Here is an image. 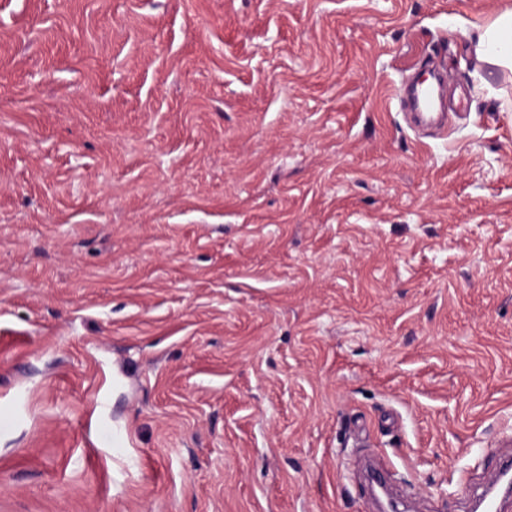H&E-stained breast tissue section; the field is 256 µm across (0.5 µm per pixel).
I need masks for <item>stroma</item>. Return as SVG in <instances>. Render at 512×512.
Returning a JSON list of instances; mask_svg holds the SVG:
<instances>
[{
    "label": "stroma",
    "instance_id": "35a3bbf8",
    "mask_svg": "<svg viewBox=\"0 0 512 512\" xmlns=\"http://www.w3.org/2000/svg\"><path fill=\"white\" fill-rule=\"evenodd\" d=\"M512 0H0V512H470L512 439ZM447 66L465 111L412 129ZM473 27L471 41L477 58L512 72V9H506L493 20ZM448 83L447 74L439 75L437 78V87L432 84H426L420 80H415L408 88V96L415 112L412 121L414 125H432L442 124L446 119V113H436L438 90L441 86Z\"/></svg>",
    "mask_w": 512,
    "mask_h": 512
}]
</instances>
